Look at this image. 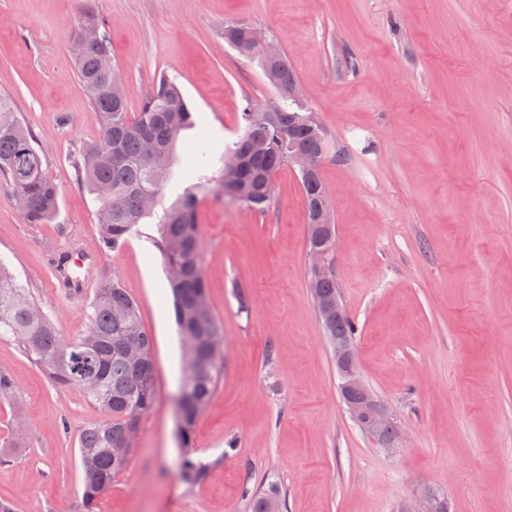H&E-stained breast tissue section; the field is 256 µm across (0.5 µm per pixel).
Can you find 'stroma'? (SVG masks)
<instances>
[{
    "mask_svg": "<svg viewBox=\"0 0 512 512\" xmlns=\"http://www.w3.org/2000/svg\"><path fill=\"white\" fill-rule=\"evenodd\" d=\"M88 7L129 112L174 79L194 109L191 139L232 143L247 103L275 93L225 43V23L257 26L284 51L329 143L332 263L359 372L395 425L389 444L342 402L308 288L300 180L285 167L264 212L197 199L224 349L193 435L209 473L181 481L184 352L155 227L104 250L76 177L82 145L102 134L71 50ZM0 95L62 189L57 215L29 224L0 177V259L69 336L84 333L93 294H64L50 258L68 255L95 285L118 274L153 340L157 401L99 512H250L244 487L270 481L282 512H418L427 488L449 512H512V0H0ZM0 369L17 382L0 401V497L15 512H78V436L100 411L13 339H0Z\"/></svg>",
    "mask_w": 512,
    "mask_h": 512,
    "instance_id": "1",
    "label": "stroma"
}]
</instances>
